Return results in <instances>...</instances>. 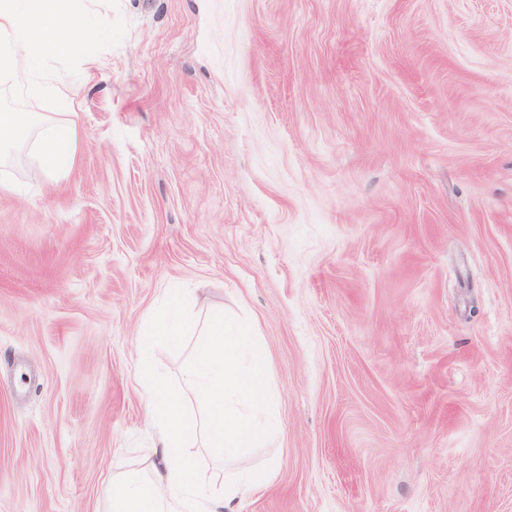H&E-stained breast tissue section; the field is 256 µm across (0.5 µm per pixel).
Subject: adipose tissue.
<instances>
[{"label":"adipose tissue","instance_id":"ef3b65f1","mask_svg":"<svg viewBox=\"0 0 512 512\" xmlns=\"http://www.w3.org/2000/svg\"><path fill=\"white\" fill-rule=\"evenodd\" d=\"M168 306L167 316L143 336V350L157 340L181 346L191 308L177 293ZM203 334L179 384L142 363L158 459L145 473L113 475L112 512H237L246 490L266 480V473L239 469L235 451L266 446L277 435L268 348L249 323L220 311L210 315ZM190 397L201 401L199 414L187 412ZM202 451L221 459L223 470L201 465Z\"/></svg>","mask_w":512,"mask_h":512}]
</instances>
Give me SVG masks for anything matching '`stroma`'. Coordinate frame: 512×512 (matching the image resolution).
Returning <instances> with one entry per match:
<instances>
[{
  "label": "stroma",
  "instance_id": "1",
  "mask_svg": "<svg viewBox=\"0 0 512 512\" xmlns=\"http://www.w3.org/2000/svg\"><path fill=\"white\" fill-rule=\"evenodd\" d=\"M74 165L0 190V512H109L183 289L280 397L242 512H512V0H96ZM202 341L151 349L179 383Z\"/></svg>",
  "mask_w": 512,
  "mask_h": 512
}]
</instances>
